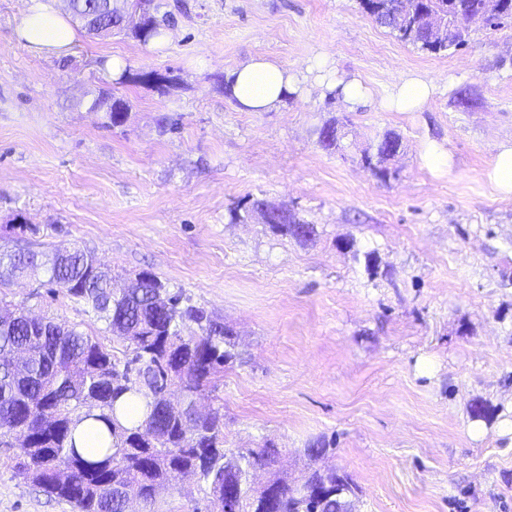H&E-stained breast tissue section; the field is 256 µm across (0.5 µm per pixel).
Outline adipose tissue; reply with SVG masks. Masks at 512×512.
<instances>
[{
    "label": "adipose tissue",
    "mask_w": 512,
    "mask_h": 512,
    "mask_svg": "<svg viewBox=\"0 0 512 512\" xmlns=\"http://www.w3.org/2000/svg\"><path fill=\"white\" fill-rule=\"evenodd\" d=\"M18 33L29 49L55 55L68 53L77 37L68 18L55 9L54 0H31ZM232 77L231 92L249 112L267 111L300 87L296 74L262 57L238 67ZM434 90L432 82L410 75L382 96L377 106L383 111L416 112Z\"/></svg>",
    "instance_id": "obj_1"
}]
</instances>
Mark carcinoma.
I'll return each instance as SVG.
<instances>
[{"label":"carcinoma","instance_id":"obj_1","mask_svg":"<svg viewBox=\"0 0 512 512\" xmlns=\"http://www.w3.org/2000/svg\"><path fill=\"white\" fill-rule=\"evenodd\" d=\"M365 12L402 42L433 54L464 46L468 31L462 17H481L476 26L497 30L512 21V10L500 0H361ZM442 24L433 31L424 23ZM112 31L147 43L164 35L155 17L145 21L105 13ZM92 107L110 112L112 125L126 118V101L101 91ZM339 139V123L318 128V143L329 150ZM400 138L385 133L365 151L361 161L381 179L385 163L396 155ZM268 228L276 235L309 242L316 228L288 212ZM96 257L78 248L57 247L46 261L22 249L0 253V277L43 268L48 282L91 304L123 344V357L111 353L96 337L47 317L31 319L23 307L0 304V438L25 430L19 449L18 473L44 494L72 505L74 512H125L124 500L134 495L153 502L179 473L190 472L208 489L207 512H224V492L240 487L237 512H267L263 493L248 482L256 468L275 463L271 444L227 455L224 450V406L196 419L170 414L164 394L172 386L189 399L206 387H217L224 367L240 359L232 329L205 309L184 302L151 272L136 283L115 288L96 274ZM192 323L198 332L183 335ZM143 395L149 412L131 427L117 410L124 397ZM91 419L105 429L96 433L97 459L77 447V425ZM281 489L274 512H344L353 504L348 476L330 469L313 471L297 481L271 480Z\"/></svg>","mask_w":512,"mask_h":512}]
</instances>
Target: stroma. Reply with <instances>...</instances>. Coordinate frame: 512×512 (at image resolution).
Masks as SVG:
<instances>
[{
    "mask_svg": "<svg viewBox=\"0 0 512 512\" xmlns=\"http://www.w3.org/2000/svg\"><path fill=\"white\" fill-rule=\"evenodd\" d=\"M29 5L0 0V252L71 243L118 283L149 271L224 318L242 359L198 405L223 406L226 450L279 449L260 481L333 468L355 485V512H512V196L487 177L512 139V26L435 55L360 0H152L166 42L82 31L58 57L20 42ZM115 56L126 77L113 76ZM257 56L297 73L300 89L247 112L224 83ZM319 57L376 97L411 74L436 91L419 112L351 107L309 73ZM143 70L173 82L131 81ZM102 88L127 100L123 125L89 111ZM333 118L343 127L326 150L316 129ZM388 131L401 148L383 180L360 157ZM431 143L450 172L424 165ZM248 196L287 205L316 225L314 241L233 222ZM0 301L124 350L44 272L1 281ZM477 401L491 421L471 418ZM320 437L330 449L308 457ZM14 466L0 447V512H73ZM206 505L189 476L133 508Z\"/></svg>",
    "mask_w": 512,
    "mask_h": 512,
    "instance_id": "1",
    "label": "stroma"
}]
</instances>
